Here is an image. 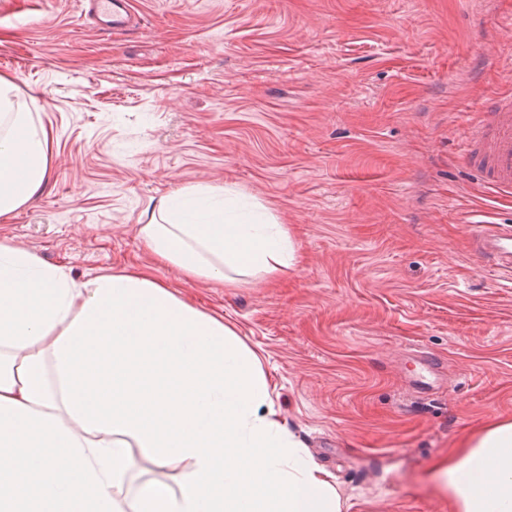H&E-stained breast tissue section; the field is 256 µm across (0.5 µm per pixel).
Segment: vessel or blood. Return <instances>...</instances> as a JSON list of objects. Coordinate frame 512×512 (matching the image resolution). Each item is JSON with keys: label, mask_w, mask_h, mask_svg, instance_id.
Returning a JSON list of instances; mask_svg holds the SVG:
<instances>
[{"label": "vessel or blood", "mask_w": 512, "mask_h": 512, "mask_svg": "<svg viewBox=\"0 0 512 512\" xmlns=\"http://www.w3.org/2000/svg\"><path fill=\"white\" fill-rule=\"evenodd\" d=\"M92 6L116 32L124 30L132 19L129 0H93ZM462 159L479 181L512 194V96L486 99L470 128ZM476 249L487 262L512 269V228L501 232L495 222H485Z\"/></svg>", "instance_id": "obj_1"}]
</instances>
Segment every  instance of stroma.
I'll list each match as a JSON object with an SVG mask.
<instances>
[{
    "mask_svg": "<svg viewBox=\"0 0 512 512\" xmlns=\"http://www.w3.org/2000/svg\"><path fill=\"white\" fill-rule=\"evenodd\" d=\"M131 5L117 35L81 0L0 6V77L56 141L0 237L87 277L150 266L137 226L183 187L262 202L298 265L156 277L257 354L343 512H449L431 469L512 420V274L473 246L478 215L512 224V198L461 160L482 100L512 92V0Z\"/></svg>",
    "mask_w": 512,
    "mask_h": 512,
    "instance_id": "1",
    "label": "stroma"
}]
</instances>
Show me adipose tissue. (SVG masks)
Instances as JSON below:
<instances>
[{
	"label": "adipose tissue",
	"mask_w": 512,
	"mask_h": 512,
	"mask_svg": "<svg viewBox=\"0 0 512 512\" xmlns=\"http://www.w3.org/2000/svg\"><path fill=\"white\" fill-rule=\"evenodd\" d=\"M0 77V219L33 201L53 155ZM139 238L189 282L291 267L288 229L226 187L162 198ZM178 488L139 485V461ZM450 512H512V421L437 465ZM0 512H341L329 474L276 409L221 313L135 266L79 278L0 239Z\"/></svg>",
	"instance_id": "obj_1"
}]
</instances>
